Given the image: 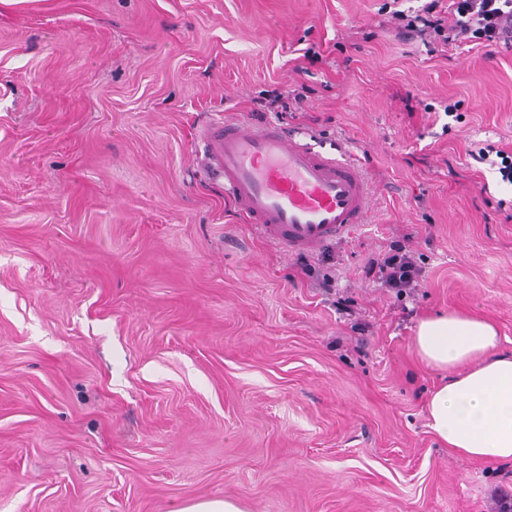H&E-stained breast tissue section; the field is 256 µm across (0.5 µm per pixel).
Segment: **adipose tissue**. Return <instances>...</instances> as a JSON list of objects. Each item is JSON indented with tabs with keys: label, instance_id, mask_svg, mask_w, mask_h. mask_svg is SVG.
<instances>
[{
	"label": "adipose tissue",
	"instance_id": "obj_1",
	"mask_svg": "<svg viewBox=\"0 0 512 512\" xmlns=\"http://www.w3.org/2000/svg\"><path fill=\"white\" fill-rule=\"evenodd\" d=\"M413 349L440 380L427 413L449 449L478 461L512 460V352L496 325L458 312L419 320Z\"/></svg>",
	"mask_w": 512,
	"mask_h": 512
}]
</instances>
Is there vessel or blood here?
<instances>
[{
	"mask_svg": "<svg viewBox=\"0 0 512 512\" xmlns=\"http://www.w3.org/2000/svg\"><path fill=\"white\" fill-rule=\"evenodd\" d=\"M199 139L207 171L223 181L240 214L288 251L324 249L366 215L363 174L276 124L218 118Z\"/></svg>",
	"mask_w": 512,
	"mask_h": 512,
	"instance_id": "1",
	"label": "vessel or blood"
}]
</instances>
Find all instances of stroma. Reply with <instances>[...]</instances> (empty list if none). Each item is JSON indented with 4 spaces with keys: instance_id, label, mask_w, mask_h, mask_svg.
Listing matches in <instances>:
<instances>
[{
    "instance_id": "1",
    "label": "stroma",
    "mask_w": 512,
    "mask_h": 512,
    "mask_svg": "<svg viewBox=\"0 0 512 512\" xmlns=\"http://www.w3.org/2000/svg\"><path fill=\"white\" fill-rule=\"evenodd\" d=\"M417 5L0 0V512L512 497V461L430 431L412 345L455 311L512 352V185L466 155L512 150V48L399 32ZM219 114L356 164L364 222L317 253L267 240L203 166ZM404 253L417 285L388 287Z\"/></svg>"
}]
</instances>
